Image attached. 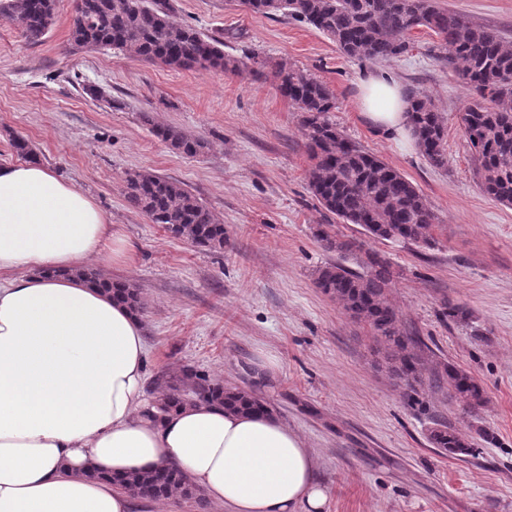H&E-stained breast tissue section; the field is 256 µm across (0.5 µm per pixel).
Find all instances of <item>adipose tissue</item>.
<instances>
[{"label": "adipose tissue", "mask_w": 512, "mask_h": 512, "mask_svg": "<svg viewBox=\"0 0 512 512\" xmlns=\"http://www.w3.org/2000/svg\"><path fill=\"white\" fill-rule=\"evenodd\" d=\"M358 107L385 136L409 103L386 74ZM129 244L81 188L39 163L0 166V512H134L112 475L176 467L223 512H323L300 436L273 416L188 403L156 416L143 321L77 277Z\"/></svg>", "instance_id": "1"}]
</instances>
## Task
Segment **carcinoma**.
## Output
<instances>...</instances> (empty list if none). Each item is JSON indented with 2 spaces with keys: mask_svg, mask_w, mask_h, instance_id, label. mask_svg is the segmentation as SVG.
Returning <instances> with one entry per match:
<instances>
[{
  "mask_svg": "<svg viewBox=\"0 0 512 512\" xmlns=\"http://www.w3.org/2000/svg\"><path fill=\"white\" fill-rule=\"evenodd\" d=\"M254 14L281 13L305 22L329 37L348 57L385 62L410 51V34L428 29L439 41L437 57L452 67L478 99L462 112L467 144L477 161L485 194L512 206V41L496 30L451 13L436 0H243ZM56 0H0V13L15 20L25 38L37 43L55 21ZM71 37L86 48L130 51L143 60L180 70L240 72L239 61L224 54V42L175 21L167 0H85L74 17ZM276 89L302 112L305 147L311 166L309 187L330 214L347 224L360 225L373 239L430 246L433 214L423 194L397 169L350 142L336 127L329 112L336 100L328 87L312 74L287 62L272 69ZM409 124L422 156L435 168L448 165L444 118L432 99L421 92L410 97ZM143 121L177 152L197 156L205 148L201 139L162 125L145 113ZM17 155L39 161L30 142L16 136ZM129 204L161 224L175 237L207 250L224 247V224L181 183L148 171H132L126 178ZM325 247L339 261L320 268L316 284L354 320L368 325L392 374L411 385L423 380L421 341L404 335L397 309L388 299L394 277L391 266L375 253H365L363 271H353L346 260L361 250L350 239L323 237ZM77 276L105 286L137 312L143 304L134 285L106 282L101 274L84 268ZM437 377L448 381L451 398L470 407L485 402L481 383L469 372L445 365ZM203 394L209 401L262 415L269 407L251 392L213 384L199 372H185L157 400L158 413L173 411L189 402L188 395ZM430 441L452 455L476 452L467 436L434 429ZM134 496L153 501L179 490L189 495L185 474L155 468L122 479Z\"/></svg>",
  "mask_w": 512,
  "mask_h": 512,
  "instance_id": "obj_1",
  "label": "carcinoma"
}]
</instances>
